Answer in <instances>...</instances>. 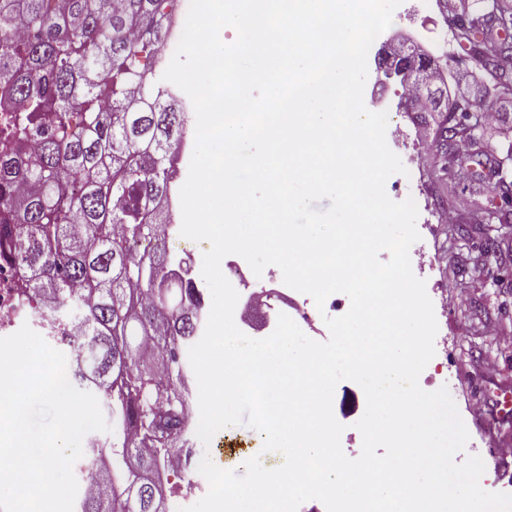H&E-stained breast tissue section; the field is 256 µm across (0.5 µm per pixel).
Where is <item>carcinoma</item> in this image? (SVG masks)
Here are the masks:
<instances>
[{
  "mask_svg": "<svg viewBox=\"0 0 512 512\" xmlns=\"http://www.w3.org/2000/svg\"><path fill=\"white\" fill-rule=\"evenodd\" d=\"M189 0H0V225H18L23 296L74 324L66 374L93 393L111 436L83 438L97 486L75 512H171L158 479L187 432L188 351L203 291L165 249L161 223L184 113L156 78L155 42ZM479 0L459 38L476 44ZM483 110L453 106L441 133L476 132Z\"/></svg>",
  "mask_w": 512,
  "mask_h": 512,
  "instance_id": "obj_1",
  "label": "carcinoma"
}]
</instances>
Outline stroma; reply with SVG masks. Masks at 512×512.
I'll return each mask as SVG.
<instances>
[{"instance_id":"1","label":"stroma","mask_w":512,"mask_h":512,"mask_svg":"<svg viewBox=\"0 0 512 512\" xmlns=\"http://www.w3.org/2000/svg\"><path fill=\"white\" fill-rule=\"evenodd\" d=\"M433 21L419 11L416 0H403L391 25L372 43L368 66H375L382 51L409 43L429 53ZM446 83L469 75L480 87L474 106L491 104L499 109V123L507 134L482 127L478 140L465 158L474 173L468 180L457 178L454 169L440 163L423 165L421 183L395 174L388 178L387 195L396 202L423 187L440 214L455 211L458 221L432 225L430 236L416 246L422 257L412 258L414 274L426 283V290L443 297L446 309L440 318L443 345L419 376L420 387L428 392L447 388L469 432L466 454L479 455L485 464L480 479L483 489L512 494V233L503 228L483 231L468 223L475 210L497 209L503 203V186L498 163L512 144V109L501 108L512 100V85L500 82L498 72L486 70L469 44L459 54L441 60ZM364 102L372 111L393 112L396 126L387 128L386 142L407 159L414 146L437 139L446 124V113L417 112L402 95L399 82L379 81L368 75ZM362 388L350 380L341 381L334 393L333 412L344 425L341 446L351 458L357 457L362 436L354 424L365 412Z\"/></svg>"}]
</instances>
